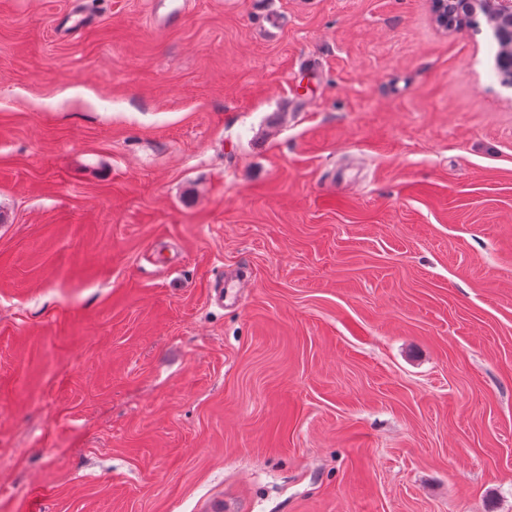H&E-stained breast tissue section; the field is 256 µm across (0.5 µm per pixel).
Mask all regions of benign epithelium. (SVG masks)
Wrapping results in <instances>:
<instances>
[{
    "label": "benign epithelium",
    "mask_w": 512,
    "mask_h": 512,
    "mask_svg": "<svg viewBox=\"0 0 512 512\" xmlns=\"http://www.w3.org/2000/svg\"><path fill=\"white\" fill-rule=\"evenodd\" d=\"M433 5L436 22L445 29L450 22L462 28L479 13L487 18L499 38L503 83L512 87V0H433Z\"/></svg>",
    "instance_id": "7a95c632"
}]
</instances>
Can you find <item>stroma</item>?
Instances as JSON below:
<instances>
[{
  "label": "stroma",
  "instance_id": "35a3bbf8",
  "mask_svg": "<svg viewBox=\"0 0 512 512\" xmlns=\"http://www.w3.org/2000/svg\"><path fill=\"white\" fill-rule=\"evenodd\" d=\"M477 22L0 0V512H512V88Z\"/></svg>",
  "mask_w": 512,
  "mask_h": 512
}]
</instances>
